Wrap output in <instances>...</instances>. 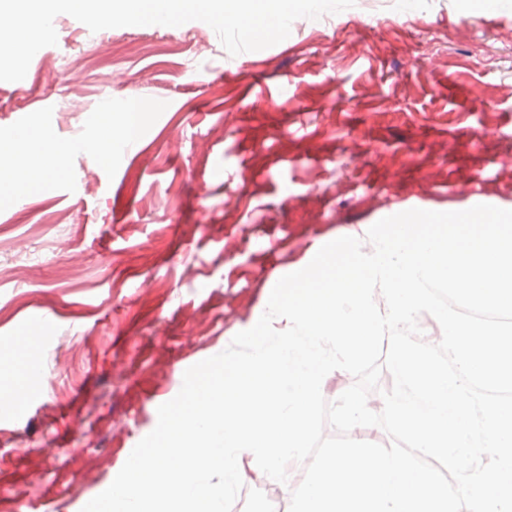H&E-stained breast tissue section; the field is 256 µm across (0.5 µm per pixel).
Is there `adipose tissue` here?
<instances>
[{
	"mask_svg": "<svg viewBox=\"0 0 512 512\" xmlns=\"http://www.w3.org/2000/svg\"><path fill=\"white\" fill-rule=\"evenodd\" d=\"M145 120L146 109L138 102L131 103L123 112H100L95 158L100 161L110 158L115 133H122L131 141L138 140ZM9 156L20 160L18 168L0 172V193L9 196L21 197L31 186L49 184L64 172L62 151L52 132L43 127H23L13 137L0 139V158ZM33 346V336H23L15 348L12 363L0 362V376L9 375L14 383L13 390L0 394V407L6 409L17 404L19 391L26 389L28 379L35 373L36 366L31 361Z\"/></svg>",
	"mask_w": 512,
	"mask_h": 512,
	"instance_id": "adipose-tissue-1",
	"label": "adipose tissue"
}]
</instances>
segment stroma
I'll list each match as a JSON object with an SVG mask.
<instances>
[{"mask_svg":"<svg viewBox=\"0 0 512 512\" xmlns=\"http://www.w3.org/2000/svg\"><path fill=\"white\" fill-rule=\"evenodd\" d=\"M199 27L104 30L75 112L52 75L92 36L73 17L23 83L0 82V128L45 126L63 148L98 98L151 109L140 143L93 185L73 152L47 187L0 196V266L27 225L44 227L30 259L0 274V358L31 329L40 367L0 414V512H81L155 426L158 396L246 330L320 237L412 198L453 209L466 190L512 205V9L423 0L408 16L375 0L220 78L217 36L184 39ZM159 40L170 54L151 53Z\"/></svg>","mask_w":512,"mask_h":512,"instance_id":"35a3bbf8","label":"stroma"}]
</instances>
